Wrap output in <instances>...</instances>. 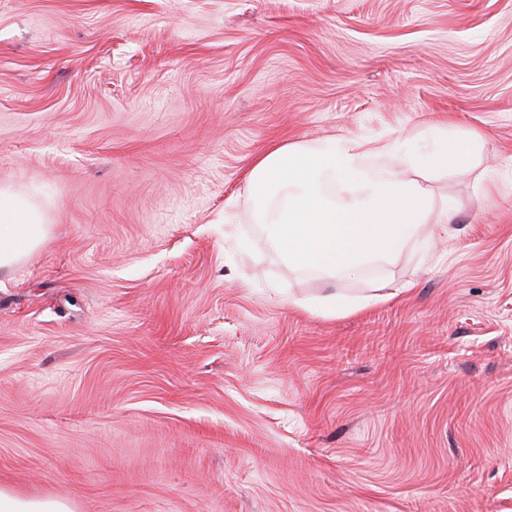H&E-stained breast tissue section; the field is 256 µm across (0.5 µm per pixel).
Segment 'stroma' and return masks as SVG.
Returning a JSON list of instances; mask_svg holds the SVG:
<instances>
[{"label": "stroma", "instance_id": "stroma-1", "mask_svg": "<svg viewBox=\"0 0 512 512\" xmlns=\"http://www.w3.org/2000/svg\"><path fill=\"white\" fill-rule=\"evenodd\" d=\"M451 118L486 144L423 179L432 250L330 278L244 204L271 148ZM0 184L50 226L0 269L1 489L512 512V0H0ZM390 298L389 294L367 295L356 300H350L340 294L328 295L320 300L321 307L327 309L329 314L337 311H347L356 306H367L385 301Z\"/></svg>", "mask_w": 512, "mask_h": 512}]
</instances>
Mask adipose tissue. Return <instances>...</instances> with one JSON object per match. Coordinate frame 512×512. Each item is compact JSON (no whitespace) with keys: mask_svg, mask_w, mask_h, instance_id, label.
<instances>
[{"mask_svg":"<svg viewBox=\"0 0 512 512\" xmlns=\"http://www.w3.org/2000/svg\"><path fill=\"white\" fill-rule=\"evenodd\" d=\"M417 138H433L428 156L411 154L401 164L431 171L456 167L460 158L447 150L449 138L479 148L483 137L460 122L420 127ZM383 145L360 135L327 139L315 150L298 143L264 155L249 175L248 204L254 216L265 213L270 195L279 207L272 221V238L291 263L301 268L349 275L361 273L376 260L388 259L403 242L418 235L432 245L438 232L449 231L456 210L449 202H434L414 180L396 170L371 171L370 156ZM50 235L37 202L11 186L0 185V269L20 263Z\"/></svg>","mask_w":512,"mask_h":512,"instance_id":"obj_1","label":"adipose tissue"}]
</instances>
